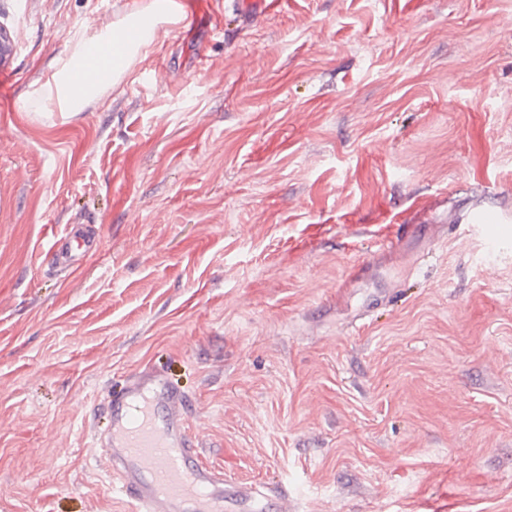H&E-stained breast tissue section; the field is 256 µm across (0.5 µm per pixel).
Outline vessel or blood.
<instances>
[{
	"instance_id": "b4317fda",
	"label": "vessel or blood",
	"mask_w": 512,
	"mask_h": 512,
	"mask_svg": "<svg viewBox=\"0 0 512 512\" xmlns=\"http://www.w3.org/2000/svg\"><path fill=\"white\" fill-rule=\"evenodd\" d=\"M277 0H232L241 26L268 14ZM93 249L90 238L67 233L48 252L52 263L74 262ZM107 427L94 439L104 451L112 484L128 512H288L284 497L225 479L203 465L186 425L189 396L155 372L113 385L105 404Z\"/></svg>"
}]
</instances>
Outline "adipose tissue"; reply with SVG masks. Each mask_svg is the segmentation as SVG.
<instances>
[{"label":"adipose tissue","instance_id":"1","mask_svg":"<svg viewBox=\"0 0 512 512\" xmlns=\"http://www.w3.org/2000/svg\"><path fill=\"white\" fill-rule=\"evenodd\" d=\"M183 16L175 0H150L118 22L100 29L85 28L71 56L55 61L35 89L44 111L77 113L105 91L116 87L135 60L152 47L159 24H177ZM95 66L96 80L86 77Z\"/></svg>","mask_w":512,"mask_h":512}]
</instances>
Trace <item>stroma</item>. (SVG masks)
I'll list each match as a JSON object with an SVG mask.
<instances>
[{
  "mask_svg": "<svg viewBox=\"0 0 512 512\" xmlns=\"http://www.w3.org/2000/svg\"><path fill=\"white\" fill-rule=\"evenodd\" d=\"M147 2L0 0V512H126L92 419L142 371L288 512H512V223L461 219L512 214V0L245 30L187 0L119 86L40 112L77 32ZM71 224L96 248L41 264Z\"/></svg>",
  "mask_w": 512,
  "mask_h": 512,
  "instance_id": "35a3bbf8",
  "label": "stroma"
}]
</instances>
